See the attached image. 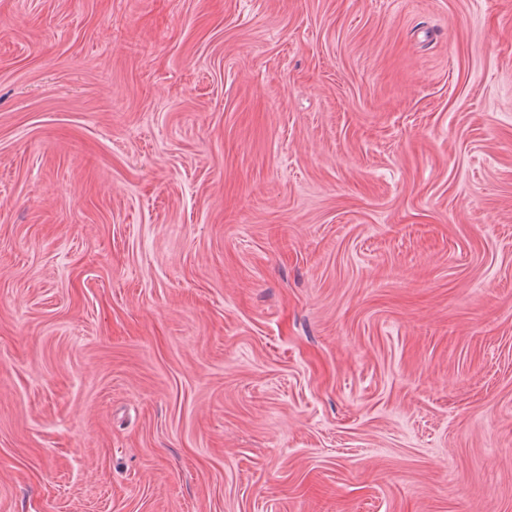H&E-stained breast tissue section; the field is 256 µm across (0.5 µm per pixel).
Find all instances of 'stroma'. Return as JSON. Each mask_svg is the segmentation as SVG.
<instances>
[{
	"mask_svg": "<svg viewBox=\"0 0 512 512\" xmlns=\"http://www.w3.org/2000/svg\"><path fill=\"white\" fill-rule=\"evenodd\" d=\"M0 512H512V0H0Z\"/></svg>",
	"mask_w": 512,
	"mask_h": 512,
	"instance_id": "35a3bbf8",
	"label": "stroma"
}]
</instances>
